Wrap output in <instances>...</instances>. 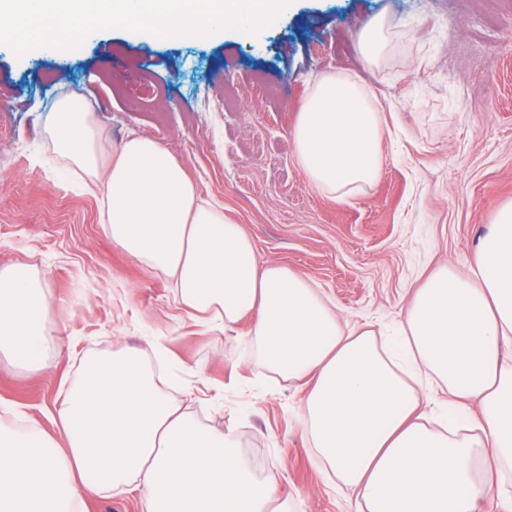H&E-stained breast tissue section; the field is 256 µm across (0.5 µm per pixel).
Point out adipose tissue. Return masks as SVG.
<instances>
[{
    "instance_id": "obj_1",
    "label": "adipose tissue",
    "mask_w": 512,
    "mask_h": 512,
    "mask_svg": "<svg viewBox=\"0 0 512 512\" xmlns=\"http://www.w3.org/2000/svg\"><path fill=\"white\" fill-rule=\"evenodd\" d=\"M392 25L363 27L357 50L386 61ZM92 94L52 105L56 151L88 177L107 173L114 246L171 279L200 324L252 322L267 368L302 385L303 422L328 469L352 488L356 512H512V203L498 209L466 273L429 275L399 336L342 324L304 273L258 263L252 238L201 200L156 141L126 139L103 167ZM383 125L363 87L325 74L294 129L305 176L346 196L382 167ZM48 299L31 269H0V353L33 363L46 342ZM441 398H421V381ZM61 440L0 422V512H77L102 488L138 491L143 512H289L259 481L231 435L198 425L138 354L91 359L59 413Z\"/></svg>"
}]
</instances>
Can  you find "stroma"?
I'll list each match as a JSON object with an SVG mask.
<instances>
[{
    "label": "stroma",
    "mask_w": 512,
    "mask_h": 512,
    "mask_svg": "<svg viewBox=\"0 0 512 512\" xmlns=\"http://www.w3.org/2000/svg\"><path fill=\"white\" fill-rule=\"evenodd\" d=\"M386 16L394 49L367 65L361 29ZM512 0H297L244 36L167 40L104 29L79 48L16 54L0 44V267H31L48 298L41 358L0 356V421L59 437L57 412L95 357L140 354L204 427L231 433L255 475L292 512H355L301 420L303 393L273 376L234 330L193 321L168 276L115 247L92 180L50 136L49 105L94 94L103 152L153 139L202 199L253 238L259 262L307 274L342 323L399 333L423 280L465 271L496 211L512 203ZM154 94L134 93L140 69ZM361 83L384 121L378 178L342 199L311 183L293 131L323 73ZM82 512H142L138 493L103 488Z\"/></svg>",
    "instance_id": "obj_1"
}]
</instances>
